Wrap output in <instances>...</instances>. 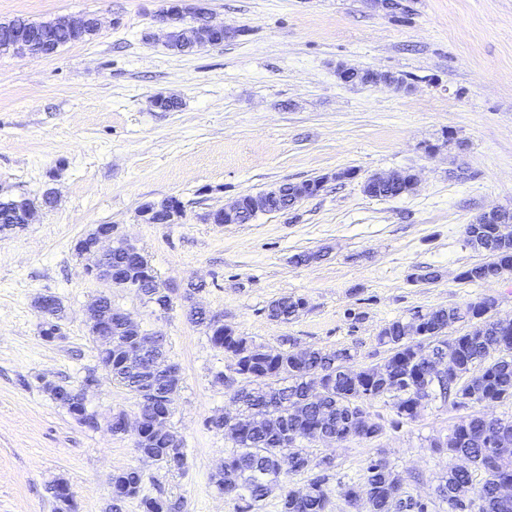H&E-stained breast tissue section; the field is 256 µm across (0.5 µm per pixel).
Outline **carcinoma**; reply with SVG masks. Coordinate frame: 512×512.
<instances>
[{
	"mask_svg": "<svg viewBox=\"0 0 512 512\" xmlns=\"http://www.w3.org/2000/svg\"><path fill=\"white\" fill-rule=\"evenodd\" d=\"M258 197H241L240 211L226 219V224H248L258 213L280 211L285 199L268 198L255 205ZM54 198L22 197L0 199V231L23 226L26 208L52 206ZM466 243L483 252L488 260L463 271L466 282L489 281L512 271V215L490 225V232L475 234L474 225L465 229ZM109 270L123 275L127 287L137 290L142 299L158 311H166L172 303L171 291L158 279L143 276L141 267L125 249L112 252L103 262ZM304 298L283 295L268 305V317L287 322L305 307ZM494 301L479 297L463 306L450 305L418 311L412 319L401 318L386 323L379 331V344L387 347L388 356L376 365L353 366L355 355L347 348L324 351L319 348H294V340H283L287 347L279 350L256 344L217 322L209 321L208 312L192 307L189 320L202 327L213 347L221 349L231 360L228 369L238 377L244 394L239 398L233 426L227 427L224 414L212 416L210 427L224 432L233 450L224 464L213 474V483L228 497L242 505L240 512H254L276 486L290 473L318 471L307 486L282 494L281 512H327L329 490L328 457L314 459L301 449L285 448L288 440L295 444L315 435L325 441H347L361 438L372 441L383 432L378 422L357 419L358 408L369 401L392 400L400 419L416 417L422 402L438 396L454 406L468 403L512 401V320L491 315ZM112 346L98 359L112 380L136 395L143 389L154 391L152 403L138 407L136 418L145 433L136 452L169 469L185 467L187 457L183 440L174 431L162 435L152 432L157 411L168 401V395L179 388L180 368L166 360L162 350H151L128 361L130 350L139 344L140 327L126 321L115 307L108 309ZM473 322L471 330L448 338V327L456 322ZM445 356L454 361L458 374L447 382L426 378L432 359ZM320 375L324 390L316 396L309 391V379ZM52 398L73 411L82 388L43 381ZM448 454L466 461L453 466L438 487L439 497L448 503V512H512V497L505 499L495 483L482 478L474 483V473H487L492 468L501 477L512 480V418L493 419L472 416L454 427L448 440L434 443ZM289 453L288 470L281 468L283 453ZM144 475L137 468L112 474V503L105 512H123L127 500L139 496ZM68 485H53L56 512H76L74 498L66 494ZM403 478L383 457L369 462L363 481L345 490L348 503L366 512H428L424 503L412 498L401 503ZM143 512H182L184 504L163 496H144Z\"/></svg>",
	"mask_w": 512,
	"mask_h": 512,
	"instance_id": "cac0c4a2",
	"label": "carcinoma"
}]
</instances>
